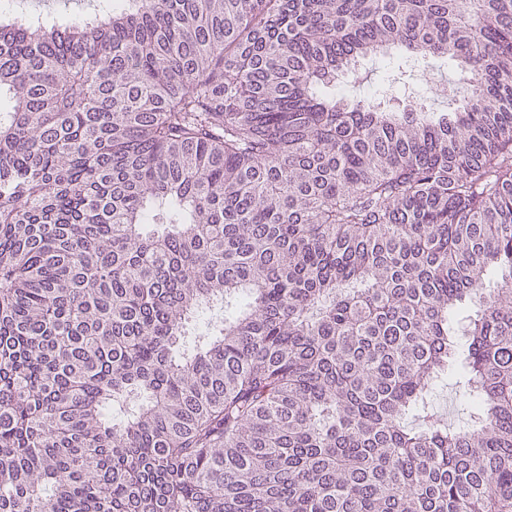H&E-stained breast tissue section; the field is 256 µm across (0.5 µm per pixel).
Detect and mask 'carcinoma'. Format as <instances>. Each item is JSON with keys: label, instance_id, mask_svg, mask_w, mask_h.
Returning a JSON list of instances; mask_svg holds the SVG:
<instances>
[{"label": "carcinoma", "instance_id": "1", "mask_svg": "<svg viewBox=\"0 0 512 512\" xmlns=\"http://www.w3.org/2000/svg\"><path fill=\"white\" fill-rule=\"evenodd\" d=\"M0 512H512V0L1 23ZM422 70L424 69L421 68L420 73H417V71L412 72V74H414L413 76L404 77L405 81H407L409 84V88L419 89V87L423 83H425L424 77L420 76ZM424 73V75H427L426 79L432 78L437 83H448L450 81H455L456 83H458L459 79L461 78L459 73L455 72L452 69H449L448 66L442 60L430 61L429 68H426L424 70ZM389 74L383 69L378 68V65H371L370 62H364L355 76L348 75V88L351 92L357 94H368L373 92L378 87H383L387 83ZM455 380L454 377H448L437 384L431 390L428 401L435 413L457 425L463 414L456 395Z\"/></svg>", "mask_w": 512, "mask_h": 512}]
</instances>
